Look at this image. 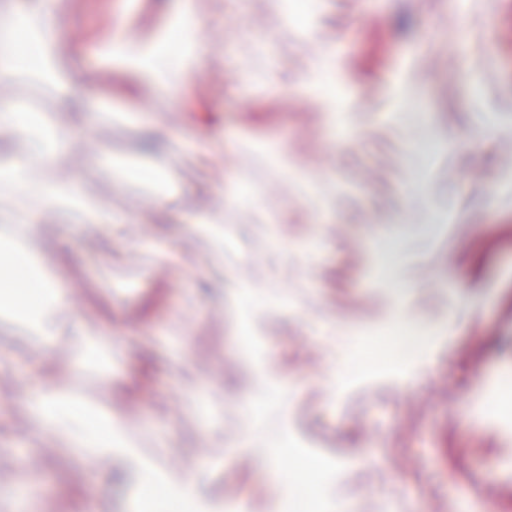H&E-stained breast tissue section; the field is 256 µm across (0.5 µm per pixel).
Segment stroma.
Returning a JSON list of instances; mask_svg holds the SVG:
<instances>
[{"label": "stroma", "mask_w": 512, "mask_h": 512, "mask_svg": "<svg viewBox=\"0 0 512 512\" xmlns=\"http://www.w3.org/2000/svg\"><path fill=\"white\" fill-rule=\"evenodd\" d=\"M294 21L277 0L200 9V68L175 97L118 62L86 66L100 29L131 41L164 31L184 0H57L65 65L114 110L68 140L55 166L87 173L108 217L61 227L56 260L74 318L123 348L103 377L80 337L32 342L0 375V512H130L119 465L77 464L68 439H25L42 374L111 409L146 458L202 495L249 512H504L512 427L494 384L512 373V181L496 131L512 127V0H317ZM54 116L35 69L0 80L14 103ZM223 142L205 151V142ZM142 158L169 173L160 207L113 169ZM224 185V244L191 226ZM443 339L404 356L369 332L394 320ZM293 448L322 480L283 489L267 452ZM40 480L41 494L17 484Z\"/></svg>", "instance_id": "35a3bbf8"}]
</instances>
